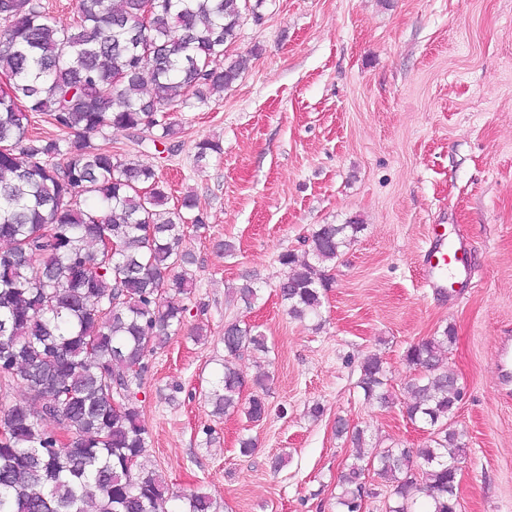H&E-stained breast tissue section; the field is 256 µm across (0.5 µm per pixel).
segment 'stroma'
<instances>
[{"label":"stroma","instance_id":"stroma-1","mask_svg":"<svg viewBox=\"0 0 512 512\" xmlns=\"http://www.w3.org/2000/svg\"><path fill=\"white\" fill-rule=\"evenodd\" d=\"M228 54L248 56L245 70L207 106L171 113L173 142L138 145L115 128L94 137L152 164L170 203L193 192L207 217V232L185 241L187 324L205 337L179 333L149 358L137 394L148 460L174 490L209 493L218 512H336L354 454L337 419L380 447L429 442L401 404L364 400L361 362L381 356L401 392L406 349L451 328L461 512H512V394L493 362L499 336L512 335V0H265ZM205 137L224 152L201 169ZM350 221L362 229L331 269L320 321L289 318L279 255L308 249L318 225ZM433 224L468 239L444 297L425 288L419 260ZM254 280L263 288L248 308L232 291ZM234 320L271 347L238 363L245 378H272L258 422L215 417L207 400ZM244 435L256 442L248 455Z\"/></svg>","mask_w":512,"mask_h":512}]
</instances>
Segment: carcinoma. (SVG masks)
<instances>
[{
    "instance_id": "cac0c4a2",
    "label": "carcinoma",
    "mask_w": 512,
    "mask_h": 512,
    "mask_svg": "<svg viewBox=\"0 0 512 512\" xmlns=\"http://www.w3.org/2000/svg\"><path fill=\"white\" fill-rule=\"evenodd\" d=\"M263 0H77L59 28L42 0H0V382L25 401L0 400V512H169L176 497L146 459L147 430L136 389L148 356L185 326L194 288L184 250L188 229H206L193 195L167 207L153 165L91 142L107 128L139 136L158 115L202 107L231 87L247 59L226 56L244 15ZM49 117L58 136L30 132V114ZM205 167L222 153L195 146ZM361 225L320 224L307 255L278 257L277 288L288 316H319L336 262ZM111 240L113 252L103 250ZM453 329L410 345L414 374L402 408L430 428L423 448H371L365 430L342 423L358 448L339 482V512H361L364 465L389 489L386 512H460L456 462L465 453L453 418L461 391L448 373ZM224 372L209 393L214 413H268L270 376L245 378L238 361L268 353L250 325H224ZM365 400L393 403L380 356L360 365ZM67 432L56 437L53 426ZM181 512H217L206 492L178 497Z\"/></svg>"
}]
</instances>
